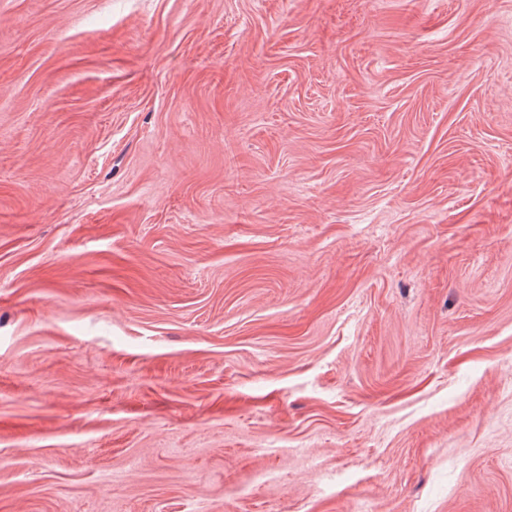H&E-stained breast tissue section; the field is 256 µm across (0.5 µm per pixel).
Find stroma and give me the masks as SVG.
<instances>
[{
  "mask_svg": "<svg viewBox=\"0 0 512 512\" xmlns=\"http://www.w3.org/2000/svg\"><path fill=\"white\" fill-rule=\"evenodd\" d=\"M0 512H512V0H0Z\"/></svg>",
  "mask_w": 512,
  "mask_h": 512,
  "instance_id": "1",
  "label": "stroma"
}]
</instances>
